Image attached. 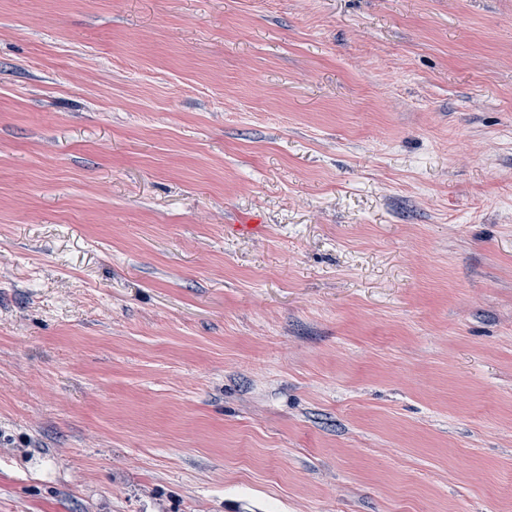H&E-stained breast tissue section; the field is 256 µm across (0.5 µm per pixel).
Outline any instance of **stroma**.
<instances>
[{
  "label": "stroma",
  "mask_w": 512,
  "mask_h": 512,
  "mask_svg": "<svg viewBox=\"0 0 512 512\" xmlns=\"http://www.w3.org/2000/svg\"><path fill=\"white\" fill-rule=\"evenodd\" d=\"M0 512H512V0H0Z\"/></svg>",
  "instance_id": "35a3bbf8"
}]
</instances>
